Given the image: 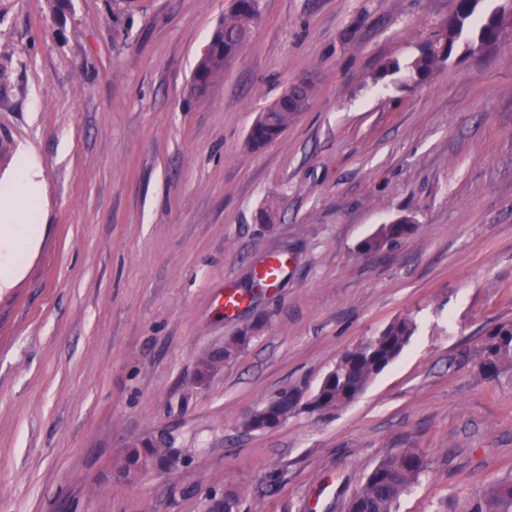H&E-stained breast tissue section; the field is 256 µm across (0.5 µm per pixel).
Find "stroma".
<instances>
[{"instance_id":"1","label":"stroma","mask_w":512,"mask_h":512,"mask_svg":"<svg viewBox=\"0 0 512 512\" xmlns=\"http://www.w3.org/2000/svg\"><path fill=\"white\" fill-rule=\"evenodd\" d=\"M230 4L0 0V176L26 148L45 183L38 242L0 290V512H207L228 488L243 512H345L399 448L425 463L399 512H469L512 482V380L478 369L512 322V27L406 88L382 64L456 0H260L249 44L190 100ZM304 78L309 108L252 148ZM401 219L411 236L360 252ZM274 255L283 276L252 288ZM405 316L409 345L349 405L244 429ZM160 436L184 465L113 481L124 448ZM255 336H251L250 331H243L238 336H231L224 340V347L222 350L213 353L209 356L202 357L199 360V374L208 372L214 363L224 359V365L236 359L238 355L244 351L252 342Z\"/></svg>"}]
</instances>
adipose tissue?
Returning a JSON list of instances; mask_svg holds the SVG:
<instances>
[{
	"mask_svg": "<svg viewBox=\"0 0 512 512\" xmlns=\"http://www.w3.org/2000/svg\"><path fill=\"white\" fill-rule=\"evenodd\" d=\"M44 185L34 157L21 152L9 177L0 183V241L11 249L10 260L0 267V288L9 286L26 249L39 236Z\"/></svg>",
	"mask_w": 512,
	"mask_h": 512,
	"instance_id": "obj_1",
	"label": "adipose tissue"
}]
</instances>
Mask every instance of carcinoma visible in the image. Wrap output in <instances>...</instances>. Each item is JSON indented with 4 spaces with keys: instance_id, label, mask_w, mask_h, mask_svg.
<instances>
[{
    "instance_id": "1",
    "label": "carcinoma",
    "mask_w": 512,
    "mask_h": 512,
    "mask_svg": "<svg viewBox=\"0 0 512 512\" xmlns=\"http://www.w3.org/2000/svg\"><path fill=\"white\" fill-rule=\"evenodd\" d=\"M482 0H457L454 14L441 21L430 40L411 59L389 61L384 69L402 74L404 85L428 79L450 58L457 47L469 54L479 53L495 44L506 27L512 26V9L500 5L490 14L480 11ZM260 16L259 0H233L195 65L189 96L201 99L207 95L215 80L237 53L248 43ZM314 90L310 81L289 91L296 100L295 107L285 109L270 104L268 123L259 125L249 135V142L260 148L278 138L295 121L297 114L307 110ZM415 231V225L405 220L383 224L361 242L364 252H380L397 239ZM415 324L404 317L388 324L378 336L362 341L348 350L323 378L316 392L300 404L297 394L278 393L268 404L256 410L245 421V427L262 431L282 424L288 416L307 411L327 413L343 407L357 398L370 381L392 364L408 345ZM246 330L224 341L222 350L199 360V372L205 373L219 361L236 359L252 342ZM479 370L487 379H512V323L499 324L490 330L479 353ZM185 448H163L153 439H146L125 449L112 467V478L129 482L154 470L176 468L179 459H187ZM423 459L418 450L404 448L386 453L368 474L345 505V512H397L401 497L418 483L423 472ZM471 512H512V483H497L485 488Z\"/></svg>"
}]
</instances>
